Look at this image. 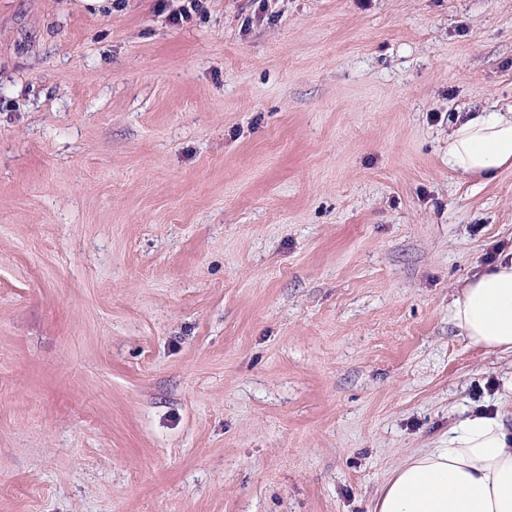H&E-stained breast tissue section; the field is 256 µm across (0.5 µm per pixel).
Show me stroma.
<instances>
[{"label": "stroma", "mask_w": 512, "mask_h": 512, "mask_svg": "<svg viewBox=\"0 0 512 512\" xmlns=\"http://www.w3.org/2000/svg\"><path fill=\"white\" fill-rule=\"evenodd\" d=\"M0 0V512H373L512 354V0ZM512 167V115L473 112L448 137V168L491 179ZM448 316L473 345L512 352V257L467 279L453 295Z\"/></svg>", "instance_id": "35a3bbf8"}]
</instances>
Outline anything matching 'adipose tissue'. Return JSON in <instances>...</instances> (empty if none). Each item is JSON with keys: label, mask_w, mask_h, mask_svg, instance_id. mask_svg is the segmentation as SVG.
<instances>
[{"label": "adipose tissue", "mask_w": 512, "mask_h": 512, "mask_svg": "<svg viewBox=\"0 0 512 512\" xmlns=\"http://www.w3.org/2000/svg\"><path fill=\"white\" fill-rule=\"evenodd\" d=\"M512 167V115L472 113L448 138V168L486 179ZM450 321L476 346L512 352V257L466 280L448 305ZM376 512H512V429L500 412L468 414L446 446L395 469Z\"/></svg>", "instance_id": "ef3b65f1"}]
</instances>
